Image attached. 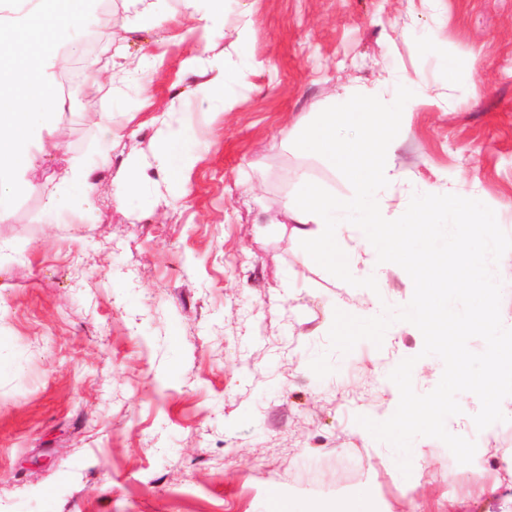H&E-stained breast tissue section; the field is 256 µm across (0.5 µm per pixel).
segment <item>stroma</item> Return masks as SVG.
I'll return each mask as SVG.
<instances>
[{"label": "stroma", "instance_id": "35a3bbf8", "mask_svg": "<svg viewBox=\"0 0 512 512\" xmlns=\"http://www.w3.org/2000/svg\"><path fill=\"white\" fill-rule=\"evenodd\" d=\"M99 72L50 136L76 146L98 120L115 47L130 62L123 137L93 204L41 220L42 191L64 174L38 158L32 192L0 218V512H262L271 497L335 503L367 488L380 512H512L502 451L447 466L441 442L412 447L404 479L388 444L356 422L396 410L388 379L424 345L415 326L358 344L332 374L309 362L329 346L330 312L365 302L290 236L298 182L343 194L327 161L287 131L332 106L342 86L395 75L416 99L395 165L405 177L478 195L512 231V0H226L224 42L207 51L200 13L168 0L165 28L134 27L106 0ZM445 50L434 58L417 34ZM163 53L143 73V56ZM239 68L228 107L201 114L196 57ZM198 131L196 164L158 168L152 125L172 96ZM157 192L112 205L137 173Z\"/></svg>", "mask_w": 512, "mask_h": 512}]
</instances>
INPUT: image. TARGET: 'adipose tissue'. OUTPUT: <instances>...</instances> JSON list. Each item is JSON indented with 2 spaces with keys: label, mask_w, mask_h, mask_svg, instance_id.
<instances>
[{
  "label": "adipose tissue",
  "mask_w": 512,
  "mask_h": 512,
  "mask_svg": "<svg viewBox=\"0 0 512 512\" xmlns=\"http://www.w3.org/2000/svg\"><path fill=\"white\" fill-rule=\"evenodd\" d=\"M68 0H9L0 2V215L10 212L19 199L32 191L28 172L33 166L32 146L47 153L59 149L57 141L46 139L57 101L53 88L72 62L81 72L93 71L98 60L90 56L84 42L71 38L75 27L92 28L98 22L96 0H83V10L68 8ZM196 72L204 78L197 93L201 105L213 99L229 104L234 98L235 72L216 68L210 59H200ZM221 85L213 96V85ZM176 106L153 117L163 147L157 157L161 166L177 170L190 168L195 159L191 126L176 117ZM110 112L90 128L85 143L69 148L66 175L43 193L44 223L83 205L91 204L94 177L118 139Z\"/></svg>",
  "instance_id": "obj_1"
}]
</instances>
